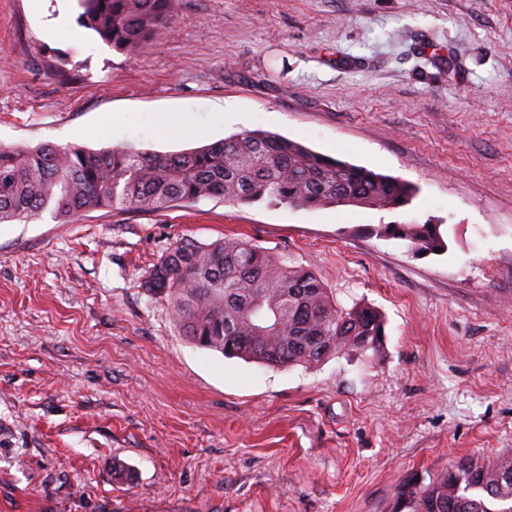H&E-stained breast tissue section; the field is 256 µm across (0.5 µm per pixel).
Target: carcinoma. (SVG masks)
<instances>
[{"label":"carcinoma","mask_w":512,"mask_h":512,"mask_svg":"<svg viewBox=\"0 0 512 512\" xmlns=\"http://www.w3.org/2000/svg\"><path fill=\"white\" fill-rule=\"evenodd\" d=\"M174 4L79 0L77 22L133 53L171 22ZM212 196L392 212L411 205L416 192L395 177L263 131L177 154L0 147V224L28 222L47 210L62 222L97 209L164 211ZM367 232L402 240L415 254L447 249L441 225L429 221L389 222ZM143 288L165 299L192 343L273 369L376 351L385 335L376 309L341 307L312 271L243 241L178 244L153 264ZM226 322L232 340L225 338ZM391 512H512V453L488 461L463 457L428 481L411 477L398 487Z\"/></svg>","instance_id":"1"}]
</instances>
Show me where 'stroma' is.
<instances>
[{
    "instance_id": "stroma-1",
    "label": "stroma",
    "mask_w": 512,
    "mask_h": 512,
    "mask_svg": "<svg viewBox=\"0 0 512 512\" xmlns=\"http://www.w3.org/2000/svg\"><path fill=\"white\" fill-rule=\"evenodd\" d=\"M78 13L0 0V146L262 130L418 194L0 224V512H390L408 476L512 452V0H176L133 56ZM411 220L446 252L365 232ZM225 238L377 309L380 350L272 370L191 343L142 283Z\"/></svg>"
}]
</instances>
